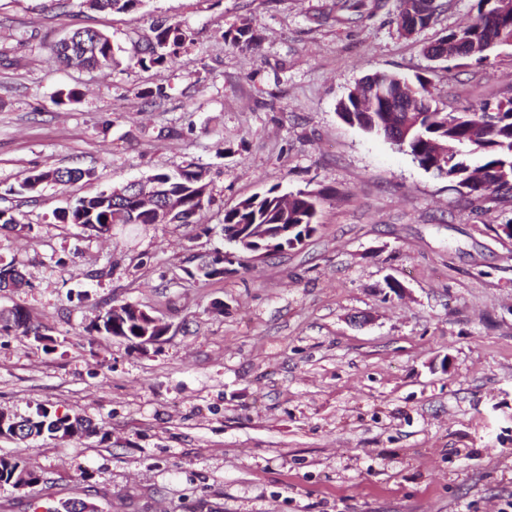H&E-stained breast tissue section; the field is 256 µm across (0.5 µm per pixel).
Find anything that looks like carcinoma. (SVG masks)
<instances>
[{
	"label": "carcinoma",
	"instance_id": "carcinoma-1",
	"mask_svg": "<svg viewBox=\"0 0 512 512\" xmlns=\"http://www.w3.org/2000/svg\"><path fill=\"white\" fill-rule=\"evenodd\" d=\"M142 0H89L92 9L129 11ZM475 13L468 23L451 29L442 36L439 44H448V55H458L463 60L476 57L488 58V53L498 47L512 46V0H475ZM84 33L69 45L56 44L53 54L61 63H70L76 57L88 68L111 65L114 47L110 38L101 33H91L83 28L74 34ZM224 39L234 47L255 45L252 27L243 25L224 32ZM191 43L188 33L177 23H162L155 29L154 45L147 56L139 58L144 67L163 66L179 50ZM361 94H352L339 102L338 115L348 124L363 131L382 136L398 150L408 153L427 172L448 181V187L469 194L512 199V100L491 109L486 105L459 112L446 111L433 104L428 80L421 74L406 76L375 72L360 83ZM155 178L175 199L177 209L171 215V224H191L201 209V193L207 183L200 170H179L159 173ZM281 193L270 188L262 194L241 200L224 214L221 232L238 225L256 224L265 234H276L282 224H295L285 238H298L308 233V225H317L321 194L299 189L283 206L278 202ZM113 198L108 194L84 197L67 208L53 212L62 224H82L86 229L106 236L114 224ZM121 221L124 224H153L156 216L142 209L131 198L125 200ZM17 266L0 264V287L13 282L21 290L28 285L26 277L16 278ZM196 275L205 279L224 277L222 253L216 251L200 257ZM24 310L15 307L8 313L0 312V332H18L40 337L39 328L30 317L22 316ZM98 333L120 338L138 346L141 337L154 331L121 317L112 318V309L104 312V321L92 325ZM26 474L27 483L34 484L38 475L27 470L15 458L0 457V483H10L15 474Z\"/></svg>",
	"mask_w": 512,
	"mask_h": 512
}]
</instances>
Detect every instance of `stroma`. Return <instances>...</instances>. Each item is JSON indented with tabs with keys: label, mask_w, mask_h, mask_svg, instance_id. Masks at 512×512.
Instances as JSON below:
<instances>
[{
	"label": "stroma",
	"mask_w": 512,
	"mask_h": 512,
	"mask_svg": "<svg viewBox=\"0 0 512 512\" xmlns=\"http://www.w3.org/2000/svg\"><path fill=\"white\" fill-rule=\"evenodd\" d=\"M0 0V291L39 336L0 334V409L81 416L96 434L0 438L41 480L0 484V512H512V200L449 189L339 101L376 71L429 81L446 110L512 99V47L436 62L424 47L468 17L441 0L399 33L397 0ZM195 43L139 65L158 21ZM250 25L255 46L226 30ZM78 28L107 34L111 67L54 62ZM163 95L146 100L147 89ZM74 90L80 97L63 99ZM94 176L22 191L29 172ZM204 169L194 224H117L98 237L55 209L121 183ZM323 193L305 244L221 279L193 276L226 210L270 188ZM210 226L203 235L201 226ZM402 290L394 292L390 284ZM132 303L168 326L135 347L92 331Z\"/></svg>",
	"instance_id": "1"
}]
</instances>
